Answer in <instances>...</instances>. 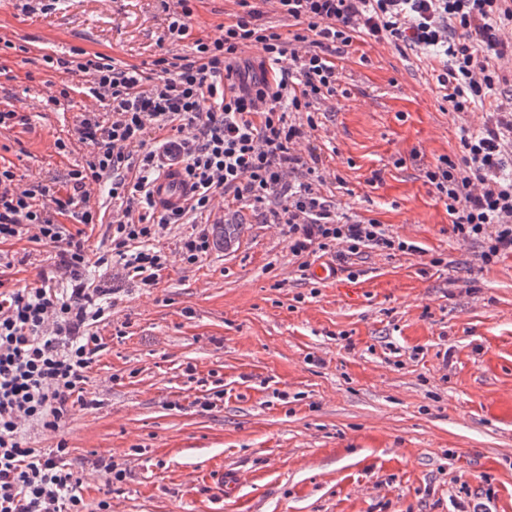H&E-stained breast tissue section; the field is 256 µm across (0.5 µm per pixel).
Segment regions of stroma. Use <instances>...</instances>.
Masks as SVG:
<instances>
[{
    "instance_id": "35a3bbf8",
    "label": "stroma",
    "mask_w": 512,
    "mask_h": 512,
    "mask_svg": "<svg viewBox=\"0 0 512 512\" xmlns=\"http://www.w3.org/2000/svg\"><path fill=\"white\" fill-rule=\"evenodd\" d=\"M237 9L199 0L178 52L218 37ZM166 27L162 0H0V38L14 45L0 55V111L27 118L0 128V160L24 180L63 186L87 153L71 138L76 120L101 106L79 77L68 101L47 106L62 76L41 56L80 48L139 65L157 56ZM337 63L341 84L310 137L327 172L321 191L416 251L369 250L350 272L305 278L278 225L219 199L198 222L238 225L235 241H212L187 266L175 254L191 227L172 226L155 287L87 268L118 293L88 373L100 405L74 407L61 429L86 502L110 498L112 512H457L485 499L512 512V256L482 265L422 177L459 154L460 127L478 130L489 106L444 107L423 48L357 37ZM53 255L0 243V282L35 286ZM218 390L223 400L202 409ZM103 457L124 482L106 486ZM220 468L239 477L234 497L211 481Z\"/></svg>"
}]
</instances>
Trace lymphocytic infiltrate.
<instances>
[{
    "label": "lymphocytic infiltrate",
    "instance_id": "lymphocytic-infiltrate-1",
    "mask_svg": "<svg viewBox=\"0 0 512 512\" xmlns=\"http://www.w3.org/2000/svg\"><path fill=\"white\" fill-rule=\"evenodd\" d=\"M196 2L176 0L168 13L169 38L191 39L189 53L167 51L147 66L100 54L43 56L49 69L90 77L89 93L105 105L82 114L74 129L88 156L69 172L65 190L22 181L0 164V243L24 236L56 256L39 285L0 289V512H112L109 500L85 501L66 439L51 448L31 443L59 431L74 405H97L86 396L88 371L102 348L96 328L110 309L104 289L83 276L90 263L121 267L141 287H155L170 259L153 241L168 225L209 211L219 195L281 225L303 271L325 256L344 263L366 249L411 251L377 219L337 214L319 190L320 155L300 149L319 125L313 103L340 85L335 58L354 36L435 49V82L452 111L493 99L482 128L462 130L460 157L440 156L423 176L454 234L480 243L482 264L512 255V89L483 62L506 54L499 30L512 25V0H271L292 25L286 34L253 0H237L222 35L193 39ZM252 46L262 63L245 58ZM171 143L181 149L190 188L178 209L158 207L153 197L159 150ZM104 181L111 254L96 258L81 228L100 221L90 195Z\"/></svg>",
    "mask_w": 512,
    "mask_h": 512
}]
</instances>
